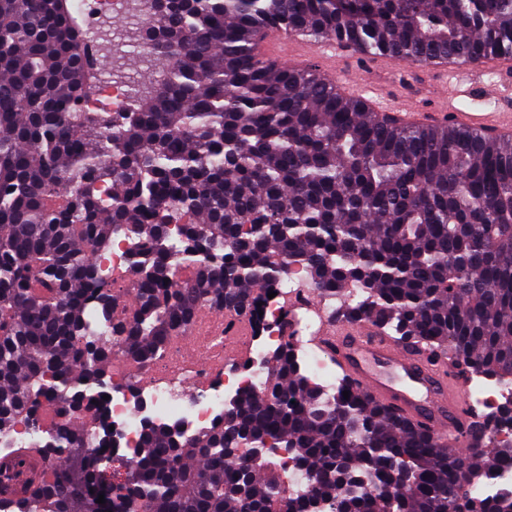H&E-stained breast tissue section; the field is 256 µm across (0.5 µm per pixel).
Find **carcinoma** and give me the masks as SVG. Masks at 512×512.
Wrapping results in <instances>:
<instances>
[{"mask_svg":"<svg viewBox=\"0 0 512 512\" xmlns=\"http://www.w3.org/2000/svg\"><path fill=\"white\" fill-rule=\"evenodd\" d=\"M140 5L159 79L126 112H86L88 33L71 0H0V430L56 418L12 451L40 458L39 479L0 462V512H105L103 492L139 512H270L278 499L287 512H512V495L467 490L478 464L512 463L477 407L461 453L347 379L323 396L288 340L265 391L240 390L209 428L144 423L120 491L88 452L80 475L66 465L89 427L104 431L105 400L87 395L115 360L142 369L204 310L252 315L290 266L342 300L338 320L512 381V143L382 123L316 68L256 51L273 27L416 65L512 57V0ZM115 235L136 275L121 315L97 263ZM275 443L310 477L300 498L225 459Z\"/></svg>","mask_w":512,"mask_h":512,"instance_id":"1","label":"carcinoma"}]
</instances>
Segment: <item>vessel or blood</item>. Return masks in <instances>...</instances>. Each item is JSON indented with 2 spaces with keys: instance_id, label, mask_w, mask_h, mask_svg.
<instances>
[{
  "instance_id": "1",
  "label": "vessel or blood",
  "mask_w": 512,
  "mask_h": 512,
  "mask_svg": "<svg viewBox=\"0 0 512 512\" xmlns=\"http://www.w3.org/2000/svg\"><path fill=\"white\" fill-rule=\"evenodd\" d=\"M259 50L264 57L281 63L319 59L324 65L322 75L327 78L335 70L344 46L297 35L286 38L279 30L271 29L265 32ZM431 69L459 91L472 79L471 71L463 64L438 61ZM337 86L342 94L363 101L378 118L401 126L449 124L478 130L502 141L512 140L511 112H426L387 99L375 86L354 77L339 80ZM319 343L349 381L374 400L424 425L449 447L464 442L471 404L467 384L453 363L442 357L430 359L415 345L394 342L366 321L327 325Z\"/></svg>"
}]
</instances>
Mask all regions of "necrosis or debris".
I'll list each match as a JSON object with an SVG mask.
<instances>
[{
    "label": "necrosis or debris",
    "instance_id": "1",
    "mask_svg": "<svg viewBox=\"0 0 512 512\" xmlns=\"http://www.w3.org/2000/svg\"><path fill=\"white\" fill-rule=\"evenodd\" d=\"M73 11L85 18L89 44L96 49L100 46L96 37L100 24L115 14L128 15L129 7L128 0H73ZM98 73L87 109L125 111L130 81L113 79L104 65L99 66ZM273 290L274 298L263 299L260 313L248 318L253 331L249 364L223 362L224 331L218 328L202 339L203 346L216 356L210 365H199L181 352L170 350L142 370L137 392L113 385L107 415L118 439L108 448L94 440L89 443L90 451L101 458L103 466L132 463L141 446L144 421L174 425L191 436L223 416L228 402L242 388H266L271 374L269 357L287 337L295 344V355L304 374L323 393L335 394L336 376L314 343L327 324L325 310L331 305L330 299L317 296L308 286L305 271L298 268L288 269ZM188 381L193 382L195 391L187 397L182 386ZM469 398L488 414H499L503 409H512V383L475 379Z\"/></svg>",
    "mask_w": 512,
    "mask_h": 512
}]
</instances>
